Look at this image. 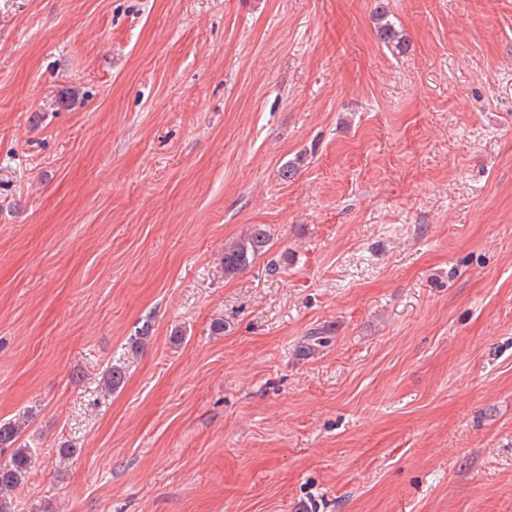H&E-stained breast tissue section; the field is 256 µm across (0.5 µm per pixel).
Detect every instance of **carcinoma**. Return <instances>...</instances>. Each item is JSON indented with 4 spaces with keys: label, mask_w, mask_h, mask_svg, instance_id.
<instances>
[{
    "label": "carcinoma",
    "mask_w": 512,
    "mask_h": 512,
    "mask_svg": "<svg viewBox=\"0 0 512 512\" xmlns=\"http://www.w3.org/2000/svg\"><path fill=\"white\" fill-rule=\"evenodd\" d=\"M379 39L400 54L406 50V42L388 19L384 9L377 13ZM269 245V236L264 228L255 226L242 239L224 246V275L231 277L247 266ZM126 379L125 367L119 363L110 365L104 375V387L110 392L118 391ZM23 426L17 420H0V512H16L17 504L13 492L25 481L31 467L33 455L27 445L19 443Z\"/></svg>",
    "instance_id": "carcinoma-1"
}]
</instances>
